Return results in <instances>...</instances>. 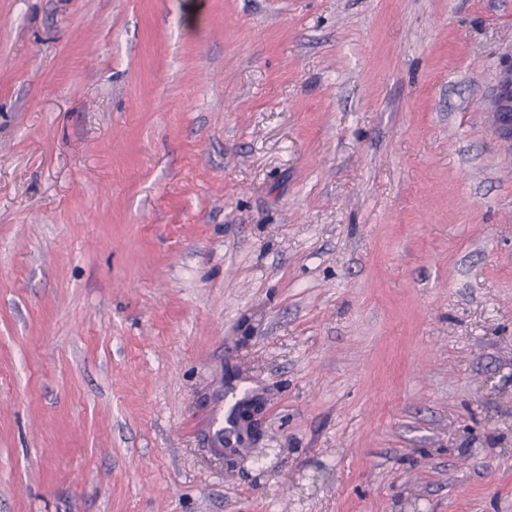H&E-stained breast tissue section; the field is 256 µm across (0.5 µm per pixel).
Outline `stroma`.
Masks as SVG:
<instances>
[{"mask_svg": "<svg viewBox=\"0 0 512 512\" xmlns=\"http://www.w3.org/2000/svg\"><path fill=\"white\" fill-rule=\"evenodd\" d=\"M197 2L0 0V512H512V0ZM208 427L212 442L217 447L210 448L211 452L223 454L224 449L231 453L241 451V448H238L240 440L237 438L236 430L229 420V416L224 424V406L209 410Z\"/></svg>", "mask_w": 512, "mask_h": 512, "instance_id": "stroma-1", "label": "stroma"}]
</instances>
